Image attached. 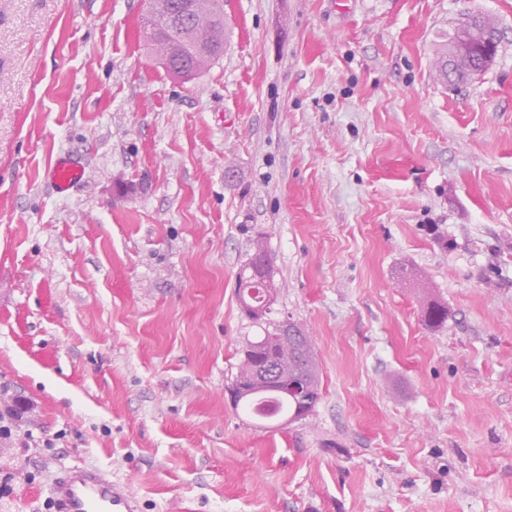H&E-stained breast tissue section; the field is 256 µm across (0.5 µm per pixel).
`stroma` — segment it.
Masks as SVG:
<instances>
[{"mask_svg": "<svg viewBox=\"0 0 512 512\" xmlns=\"http://www.w3.org/2000/svg\"><path fill=\"white\" fill-rule=\"evenodd\" d=\"M144 3L0 0V512L84 463L140 512H512V0H224L189 81ZM470 15L499 45L456 84ZM258 237L321 376L274 427L228 392ZM482 34L480 30H472L467 26H463L460 29L453 48L448 52L447 47L438 59V62H441V64L438 65L439 71L447 80L452 77L454 81L459 83L467 81L470 78L465 71L448 73V68L466 62L473 53L475 42L482 38ZM84 171L69 155H59L46 173V180L57 194H65L83 179ZM422 317L429 328L440 329L448 321V306L436 300L426 301Z\"/></svg>", "mask_w": 512, "mask_h": 512, "instance_id": "35a3bbf8", "label": "stroma"}]
</instances>
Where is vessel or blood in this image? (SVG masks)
<instances>
[{
  "instance_id": "obj_1",
  "label": "vessel or blood",
  "mask_w": 512,
  "mask_h": 512,
  "mask_svg": "<svg viewBox=\"0 0 512 512\" xmlns=\"http://www.w3.org/2000/svg\"><path fill=\"white\" fill-rule=\"evenodd\" d=\"M83 175L82 167L63 154L48 169L46 179L56 193L63 194L79 184ZM50 498L55 512H137L127 484L89 464L64 467L55 473Z\"/></svg>"
}]
</instances>
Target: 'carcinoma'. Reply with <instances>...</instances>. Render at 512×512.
I'll return each mask as SVG.
<instances>
[{"label": "carcinoma", "mask_w": 512, "mask_h": 512, "mask_svg": "<svg viewBox=\"0 0 512 512\" xmlns=\"http://www.w3.org/2000/svg\"><path fill=\"white\" fill-rule=\"evenodd\" d=\"M174 0H162V5L152 4L151 14L144 18V28L155 29L158 21L171 11ZM226 28L224 27V11L222 0H191L190 16L179 26L168 28L164 35L154 43L147 44L149 55H159L171 60L165 66L167 72L172 67L181 66L192 74L199 73L214 58L205 54H194L191 48L198 44L224 50ZM253 253L239 275L237 292L242 311L250 308L262 309V318L258 324L263 335L249 339L242 349L243 357L232 387L244 396L234 408L258 418L282 416L284 419L301 421L313 415L321 399L319 367L316 361L314 344L311 341L300 342V353L288 362V376L307 384L305 392L298 396H289L275 391L254 392L252 377L255 370L272 360L279 358L282 350L281 336L278 335L283 322L270 318L272 309L264 305L262 285L252 272L253 263L257 260L270 261L264 243L256 240L252 243ZM422 317L431 329H440L448 321V306L436 300L424 303Z\"/></svg>", "instance_id": "cac0c4a2"}]
</instances>
